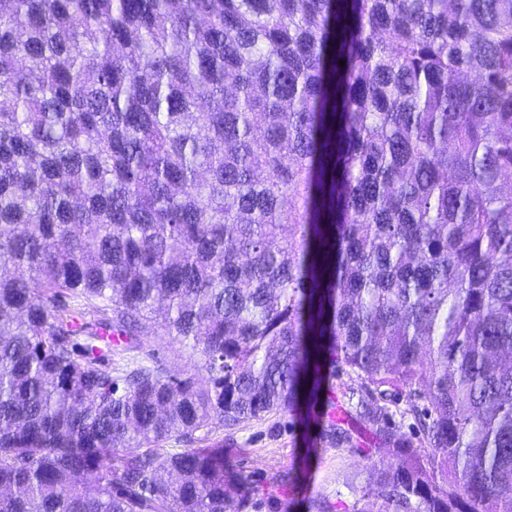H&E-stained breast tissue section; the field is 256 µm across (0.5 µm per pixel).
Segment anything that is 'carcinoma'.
Here are the masks:
<instances>
[{
	"instance_id": "carcinoma-1",
	"label": "carcinoma",
	"mask_w": 512,
	"mask_h": 512,
	"mask_svg": "<svg viewBox=\"0 0 512 512\" xmlns=\"http://www.w3.org/2000/svg\"><path fill=\"white\" fill-rule=\"evenodd\" d=\"M511 176L512 0H0V512H224L161 444L336 367L354 512H512ZM144 365L162 364L172 375L193 376L204 383L206 374L198 370V359L189 348L174 343L167 336H141L136 348L127 354ZM330 374V370L327 371V379L325 382L326 388L328 386H331L333 383V386L336 390V396L343 400L345 403H348V399L353 398V402H356L358 397L362 394H364V388L362 387L361 380L357 378L354 374H347L346 372L343 373H336L335 378H328Z\"/></svg>"
}]
</instances>
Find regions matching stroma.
<instances>
[{
    "label": "stroma",
    "mask_w": 512,
    "mask_h": 512,
    "mask_svg": "<svg viewBox=\"0 0 512 512\" xmlns=\"http://www.w3.org/2000/svg\"><path fill=\"white\" fill-rule=\"evenodd\" d=\"M131 356L145 365L161 364L175 376L205 379L192 351L166 336L140 337ZM326 412L327 403L321 400L309 409H284L198 433L196 447L223 442L234 471L249 480V506H241L234 495L227 512H318L322 506L350 512L361 495H377L367 446L330 447L321 434Z\"/></svg>",
    "instance_id": "35a3bbf8"
}]
</instances>
